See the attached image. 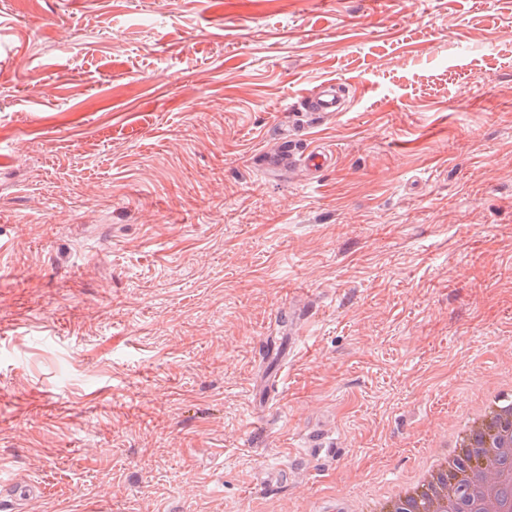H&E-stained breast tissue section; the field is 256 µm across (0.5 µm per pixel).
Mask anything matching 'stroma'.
I'll list each match as a JSON object with an SVG mask.
<instances>
[{
  "instance_id": "obj_1",
  "label": "stroma",
  "mask_w": 512,
  "mask_h": 512,
  "mask_svg": "<svg viewBox=\"0 0 512 512\" xmlns=\"http://www.w3.org/2000/svg\"><path fill=\"white\" fill-rule=\"evenodd\" d=\"M511 368L512 0H0L20 512H367ZM349 99L341 84L324 82L315 91L305 95L299 103L300 112H309L317 117L328 113L345 112ZM332 159V153L325 148L313 147L304 154L289 148L287 144L271 157L269 165L277 170H286L298 161H302L313 173H318L328 167Z\"/></svg>"
}]
</instances>
